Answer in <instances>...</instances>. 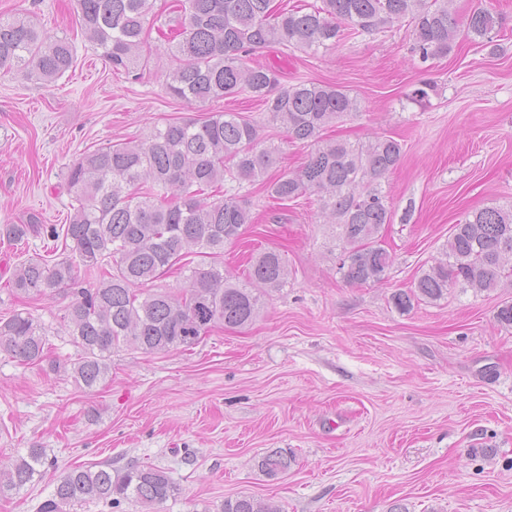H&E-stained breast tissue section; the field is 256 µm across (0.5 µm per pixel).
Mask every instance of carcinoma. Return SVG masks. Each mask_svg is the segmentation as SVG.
Here are the masks:
<instances>
[{
  "mask_svg": "<svg viewBox=\"0 0 512 512\" xmlns=\"http://www.w3.org/2000/svg\"><path fill=\"white\" fill-rule=\"evenodd\" d=\"M80 27L115 73L130 74L162 48L165 89L188 104L245 96L263 105L264 121L290 142L312 147L295 172L269 175L281 146L265 140L261 125L238 112L173 121L142 140L107 143L86 152L66 174L73 214L52 237L69 255L49 263L28 258L15 266L10 291L37 298L61 288L73 297L61 317L75 357L50 358L48 330L29 312L0 318V353L50 370L92 390L112 369V353L128 346L145 353L189 348L213 327L244 329L263 297L288 285L283 254L255 256L247 281L224 273V246L253 222L246 201L226 183L259 184L271 198L293 202L320 197L325 223L335 228L337 274L353 285L387 279L392 259L382 229L393 214L381 181L400 162L402 145L390 135L350 141L328 129L359 111L336 84L296 80L253 59L278 45L306 53L334 48L344 35H374L395 24L411 28V52L422 62L447 57L458 34L497 50L503 18L486 8L458 16L454 0H320L290 9L275 0H171L173 24L157 28L160 46L146 36L153 0H78ZM74 62L66 37L51 36L31 20L0 16V71L51 84ZM201 258L194 265L189 256ZM169 273L179 288H151ZM474 292L512 288V202L469 211L455 225L442 258L423 270L413 289L392 296L397 308L437 301L448 289ZM293 456L277 450L258 467L270 478L288 471ZM55 467L45 449L29 448L0 460V497L18 494ZM175 485L156 466L112 472V462L69 465L38 512H69L89 502L109 507L133 500L145 508L165 503ZM218 512H280L251 496L228 498Z\"/></svg>",
  "mask_w": 512,
  "mask_h": 512,
  "instance_id": "obj_1",
  "label": "carcinoma"
}]
</instances>
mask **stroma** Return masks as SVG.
I'll use <instances>...</instances> for the list:
<instances>
[{"label": "stroma", "instance_id": "obj_1", "mask_svg": "<svg viewBox=\"0 0 512 512\" xmlns=\"http://www.w3.org/2000/svg\"><path fill=\"white\" fill-rule=\"evenodd\" d=\"M456 4L506 15L497 55L466 41L423 64L399 25L315 54L256 55L283 82L337 83L357 99L359 112L330 135L401 142V162L382 182L393 213L382 231L386 282L341 280L317 196L281 206L243 186L256 221L225 246L224 269L245 279L251 254L275 248L287 288L249 328L217 326L186 350L114 353L110 377L91 391L0 354V458L42 448L58 468H164L177 492L155 512H203L240 495L274 499L282 512H512V328L496 318L512 288H452L406 311L392 300L465 213L512 197V0ZM78 11V0H0V15L32 18L75 46L73 68L53 84L0 74V225L38 227L0 240V317L32 313L59 360L74 353L58 333L69 297L50 290L33 300L4 285L28 257L62 259L50 230L69 221L68 168L172 121L262 111L239 97L176 100L154 59L135 74L112 72L81 37ZM425 82L428 98L412 102ZM281 449L294 463L266 476L259 460Z\"/></svg>", "mask_w": 512, "mask_h": 512}]
</instances>
